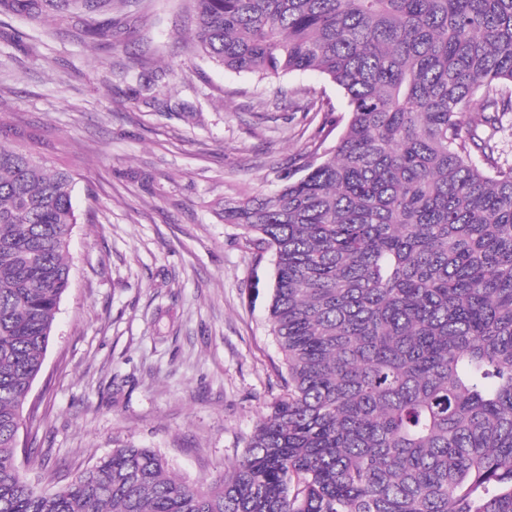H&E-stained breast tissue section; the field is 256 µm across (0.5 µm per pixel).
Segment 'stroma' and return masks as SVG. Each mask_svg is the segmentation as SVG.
Listing matches in <instances>:
<instances>
[{"mask_svg": "<svg viewBox=\"0 0 512 512\" xmlns=\"http://www.w3.org/2000/svg\"><path fill=\"white\" fill-rule=\"evenodd\" d=\"M112 45L0 15V125L75 174L70 287L28 396L18 463L51 491L113 449L222 478L280 393L272 253L218 204L301 177L347 119L307 71L261 78L197 52L183 0H141Z\"/></svg>", "mask_w": 512, "mask_h": 512, "instance_id": "1", "label": "stroma"}]
</instances>
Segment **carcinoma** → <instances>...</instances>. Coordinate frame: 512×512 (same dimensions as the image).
I'll list each match as a JSON object with an SVG mask.
<instances>
[{
  "label": "carcinoma",
  "mask_w": 512,
  "mask_h": 512,
  "mask_svg": "<svg viewBox=\"0 0 512 512\" xmlns=\"http://www.w3.org/2000/svg\"><path fill=\"white\" fill-rule=\"evenodd\" d=\"M199 51L347 99L336 144L224 202L275 273L283 393L211 482L115 448L51 493L16 434L70 288L74 175L0 139V512H512V0H191ZM129 0H0L121 33ZM482 92L477 120L472 98Z\"/></svg>",
  "instance_id": "1"
}]
</instances>
